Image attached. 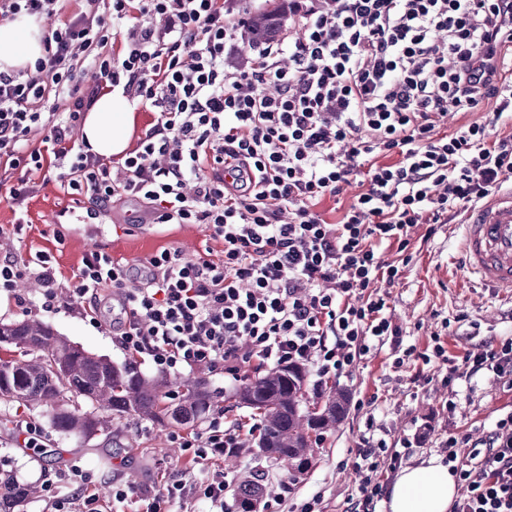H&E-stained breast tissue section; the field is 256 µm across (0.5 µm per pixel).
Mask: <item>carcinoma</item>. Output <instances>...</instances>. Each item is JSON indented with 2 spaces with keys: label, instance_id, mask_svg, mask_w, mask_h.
Returning a JSON list of instances; mask_svg holds the SVG:
<instances>
[{
  "label": "carcinoma",
  "instance_id": "cac0c4a2",
  "mask_svg": "<svg viewBox=\"0 0 512 512\" xmlns=\"http://www.w3.org/2000/svg\"><path fill=\"white\" fill-rule=\"evenodd\" d=\"M280 10L257 13L248 21V39L257 46L275 38ZM19 358H0V401L57 407L53 427L66 435L90 438L112 427V419L133 418L160 426L195 424L210 411L214 392L204 378L184 384L176 402H165L166 377H146L129 365L95 356L48 324L34 319L0 322V348ZM302 367H273L245 382L238 404L259 411L258 454L280 465L307 466L313 437L336 424L345 412L344 394L326 395L322 407L307 406ZM264 493L250 481L235 495L245 504ZM31 494L28 485L0 469V512H18Z\"/></svg>",
  "mask_w": 512,
  "mask_h": 512
}]
</instances>
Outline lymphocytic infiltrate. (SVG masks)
Returning a JSON list of instances; mask_svg holds the SVG:
<instances>
[{"instance_id": "lymphocytic-infiltrate-1", "label": "lymphocytic infiltrate", "mask_w": 512, "mask_h": 512, "mask_svg": "<svg viewBox=\"0 0 512 512\" xmlns=\"http://www.w3.org/2000/svg\"><path fill=\"white\" fill-rule=\"evenodd\" d=\"M44 36L34 77L0 72V166L40 170L54 158L60 185L95 211L142 201L156 224H201L220 251L188 258L168 248L141 267L102 250L69 281L91 319L100 292L120 311L115 334L135 359L165 373L223 365L230 381L268 365L313 367L318 384L346 372L371 344L401 331L379 283L402 270L419 224H447L512 176V0H288L297 38L261 47L245 70L227 66L245 23L240 0H85ZM165 26L140 25V16ZM123 86L152 112L150 128L116 166L70 135L96 96ZM487 106L482 121L445 132L448 116ZM356 186L337 222L319 211ZM36 279L51 305L60 282L47 256L0 259V293ZM448 380L512 376V339L449 356L442 341L407 349ZM241 424L214 417L182 436L193 463L238 453ZM399 448L363 436L350 512H377ZM461 493L452 512H512V413L499 418L472 463L442 446ZM226 481L179 480L142 497L171 512L198 493L223 504Z\"/></svg>"}]
</instances>
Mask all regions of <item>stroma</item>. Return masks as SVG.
Instances as JSON below:
<instances>
[{
	"label": "stroma",
	"mask_w": 512,
	"mask_h": 512,
	"mask_svg": "<svg viewBox=\"0 0 512 512\" xmlns=\"http://www.w3.org/2000/svg\"><path fill=\"white\" fill-rule=\"evenodd\" d=\"M19 171L0 170V256L11 252L24 259L45 254L64 277H72L83 255L104 249L112 257L137 265L165 248L182 250L184 256L203 253L210 240L197 224H140L142 207L136 201L121 205L120 218L93 215L88 202H75L46 168L30 174L32 192L23 205L13 204L7 190L16 184ZM27 222L14 234L18 216ZM410 261L399 280L383 286L386 315L402 329L403 347L422 351L440 335L449 354L460 355L482 344H498L512 338V296L484 286L462 261L459 221L428 229L420 224L411 231ZM33 291H20L18 299L0 298V321L37 319L62 336L98 356L118 363L128 357L120 349L111 328L90 321L69 289L62 288L51 309L32 302ZM392 344L371 350L327 388L346 392L355 405L334 430L322 434L314 446L307 469L291 473L270 466L252 451L204 467L184 455L180 428H162L149 422L132 426L113 422L111 430L90 439L64 436L51 425L53 407L30 409L0 403V420L36 423L41 445L25 447L22 437L0 431V457L11 459L10 468L19 481L32 484L36 493L20 512H56L71 502L75 493L96 495L99 503L111 504L112 487L130 483L151 496L168 483L190 477L209 482L224 477L233 485L264 470V500L277 503V512H298L301 504L319 499L321 512H346L357 492L358 477L352 462L355 448L367 424H374L387 443L404 438L414 442L405 465H417L440 456V443L448 436L459 441L461 461H468L473 445L493 430L495 422L512 412V382L490 376L469 381L443 382L436 366L406 361L394 367ZM211 390L219 393V409L226 423H257L252 409L237 406L235 384L225 381L223 366L204 368Z\"/></svg>",
	"instance_id": "1"
}]
</instances>
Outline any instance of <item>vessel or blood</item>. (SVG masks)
<instances>
[{
	"instance_id": "obj_1",
	"label": "vessel or blood",
	"mask_w": 512,
	"mask_h": 512,
	"mask_svg": "<svg viewBox=\"0 0 512 512\" xmlns=\"http://www.w3.org/2000/svg\"><path fill=\"white\" fill-rule=\"evenodd\" d=\"M465 267L493 288L512 292V184L462 227Z\"/></svg>"
}]
</instances>
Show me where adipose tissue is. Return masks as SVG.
Here are the masks:
<instances>
[{
  "label": "adipose tissue",
  "instance_id": "ef3b65f1",
  "mask_svg": "<svg viewBox=\"0 0 512 512\" xmlns=\"http://www.w3.org/2000/svg\"><path fill=\"white\" fill-rule=\"evenodd\" d=\"M44 26L26 14L0 25V71L11 72L34 63L43 51ZM135 116L123 89L106 92L86 114L81 135L100 157L123 155L130 143ZM459 493L455 474L442 460L401 469L388 488L390 512H448Z\"/></svg>",
  "mask_w": 512,
  "mask_h": 512
}]
</instances>
